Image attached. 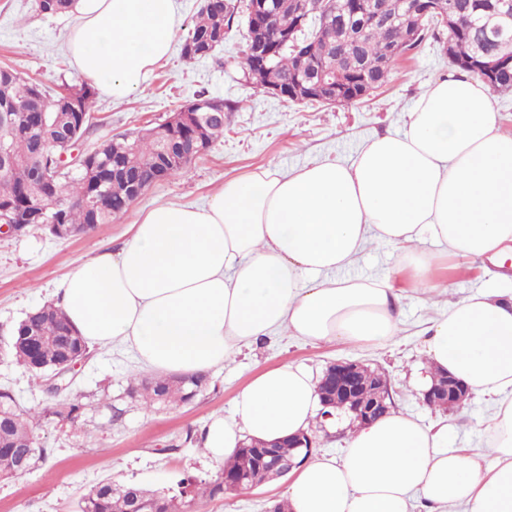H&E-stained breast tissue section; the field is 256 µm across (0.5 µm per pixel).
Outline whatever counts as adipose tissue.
Masks as SVG:
<instances>
[{
	"label": "adipose tissue",
	"mask_w": 512,
	"mask_h": 512,
	"mask_svg": "<svg viewBox=\"0 0 512 512\" xmlns=\"http://www.w3.org/2000/svg\"><path fill=\"white\" fill-rule=\"evenodd\" d=\"M72 12L71 61L116 100L141 88L179 25L177 0H74ZM426 241L475 260L512 249V135L464 72L430 85L407 130L373 139L352 163L262 171L225 182L207 204L149 209L118 249L58 282L57 305L88 345L122 344L161 375L211 370L285 330L386 344L402 288L434 286ZM375 242L400 245L403 283L337 278ZM426 334L436 369L495 397L485 447H449L447 426L389 411L340 457L295 470L292 512H512V279L454 303ZM320 410L309 371L283 364L249 381L200 441L220 465L245 438L307 431Z\"/></svg>",
	"instance_id": "obj_1"
}]
</instances>
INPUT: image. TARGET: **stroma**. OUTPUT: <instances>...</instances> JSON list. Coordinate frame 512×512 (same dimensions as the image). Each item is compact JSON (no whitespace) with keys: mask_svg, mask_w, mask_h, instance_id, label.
Listing matches in <instances>:
<instances>
[{"mask_svg":"<svg viewBox=\"0 0 512 512\" xmlns=\"http://www.w3.org/2000/svg\"><path fill=\"white\" fill-rule=\"evenodd\" d=\"M178 4L180 24L169 59L124 99L96 95L95 130L85 145L136 134L201 96L223 99V138L195 158L186 175L151 186L120 219L93 232L62 240L34 226L21 235L0 236V388L11 391L25 410L42 411L62 397L82 406L72 420L42 419L36 433L48 454L33 470L0 478V512H80L81 497L105 479L147 489L172 488L186 476L219 479V467L200 443L202 428L213 417L230 415L236 394L254 376L285 363L303 365L316 378L339 358L379 368L390 380L395 410L424 426L447 425L449 447H485L493 413L488 398L470 395L454 413L423 404V384L433 366L422 346L426 328L451 304L481 291L499 274L512 275L510 261L500 265L486 258L444 256L434 290L402 293L396 304L400 332L390 343H312L285 332L211 369L208 386L190 403L177 406L149 407L128 396V382L140 367L136 354L122 346L90 350L75 370L74 383L60 396L49 393L45 381L33 379L10 356L17 323L30 310L53 302L56 281L79 262L119 248L141 212L166 201L206 203L225 181L249 173L286 174L325 159L352 162L374 137L404 133L423 92L452 71L442 45L429 41L400 57L388 86L365 102H285L254 91L247 81L238 31H231L211 57L185 60L181 46L200 0ZM71 25V16L40 13L35 0H0V66L52 89L80 79L65 51ZM398 260L396 245H371L340 275L397 281ZM286 485L279 479L229 496H199L187 512H266L271 502L282 500Z\"/></svg>","mask_w":512,"mask_h":512,"instance_id":"stroma-1","label":"stroma"}]
</instances>
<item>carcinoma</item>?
Returning <instances> with one entry per match:
<instances>
[{"instance_id": "cac0c4a2", "label": "carcinoma", "mask_w": 512, "mask_h": 512, "mask_svg": "<svg viewBox=\"0 0 512 512\" xmlns=\"http://www.w3.org/2000/svg\"><path fill=\"white\" fill-rule=\"evenodd\" d=\"M497 0H450L455 9V28L445 34L434 15L410 21L401 0H383L385 20L375 22L364 7V0H320L319 10L309 15L303 44L297 51L282 50L275 59L269 82H286L296 71L331 70L350 85H365L372 91L385 86L395 61L428 40L446 44L449 63L474 76L497 93L512 92V46H502L484 25ZM71 0H43L38 9L47 15L69 11ZM232 18L224 16V0H213L201 7L182 46L184 56L202 58L224 44ZM498 62L489 74L481 60ZM44 93L41 85L0 67V104L13 107L14 128L7 138L11 153L9 168L0 172V208L9 216L22 219L40 212L48 224H67L88 231L90 213L96 223L110 224L125 214L132 199L126 184L148 189L155 183L184 174L190 160L183 158L181 146L194 139L205 149L224 136L219 119L184 120L176 112L169 120L147 129L136 137L109 138L98 145L100 164L91 169L60 172L55 179L53 198L42 195L34 169L47 154H59L71 139H80L89 130L80 118L94 104L93 87L84 80L63 83L48 99L45 123L36 126L29 113L35 96ZM33 333L36 350L16 347L11 355L31 374L40 378L56 368L66 354L86 356L88 347L55 307L42 306L29 312L18 324L15 337ZM208 385L203 373L188 378L140 375L130 379L128 393L151 406L188 403ZM81 405L58 402L44 413L66 419L77 417ZM35 416L18 408L13 395L0 391V474L14 475L21 455L30 452L29 465L45 459L46 449L34 433ZM268 458L251 447L238 449L224 462L223 474L249 473L263 481ZM204 492L215 496L224 492V481L202 483L192 476L182 478L177 492L170 489L147 491L133 483L102 480L84 496L80 512H130L134 499L154 502L159 512H181L183 498Z\"/></svg>"}]
</instances>
